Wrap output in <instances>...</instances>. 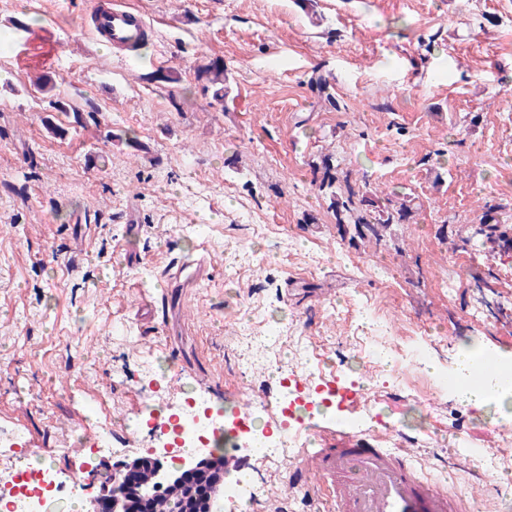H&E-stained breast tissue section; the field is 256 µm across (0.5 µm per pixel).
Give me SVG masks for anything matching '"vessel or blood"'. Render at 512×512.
<instances>
[{"mask_svg": "<svg viewBox=\"0 0 512 512\" xmlns=\"http://www.w3.org/2000/svg\"><path fill=\"white\" fill-rule=\"evenodd\" d=\"M150 30L143 14L126 0H95L91 31L97 42L125 51ZM208 257L207 247L201 245L195 259L166 266L160 274V296H145L146 305L169 301L174 289L206 277ZM338 431L347 439L345 446L318 452L300 450L293 464L299 480L328 488L333 512H471V498L431 479L414 437L393 431L374 445L354 433L343 419ZM223 457L225 472L244 474L253 468V454L227 448Z\"/></svg>", "mask_w": 512, "mask_h": 512, "instance_id": "1", "label": "vessel or blood"}]
</instances>
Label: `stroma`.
Returning a JSON list of instances; mask_svg holds the SVG:
<instances>
[{
  "label": "stroma",
  "instance_id": "1",
  "mask_svg": "<svg viewBox=\"0 0 512 512\" xmlns=\"http://www.w3.org/2000/svg\"><path fill=\"white\" fill-rule=\"evenodd\" d=\"M91 2L0 0V453L76 480L77 512L155 446L148 404L241 393L268 421L300 372L357 381L360 430L421 436L438 483L512 505V402L438 387L461 348L512 352V0H128L153 33L127 55L91 39ZM213 59L220 104L197 78ZM78 90L93 116L57 109ZM327 158L409 220L379 242L337 224ZM200 241L209 278L153 316L144 293ZM122 425L124 452L82 468ZM335 427L306 414L288 442ZM290 465L256 464L239 512H315Z\"/></svg>",
  "mask_w": 512,
  "mask_h": 512
}]
</instances>
